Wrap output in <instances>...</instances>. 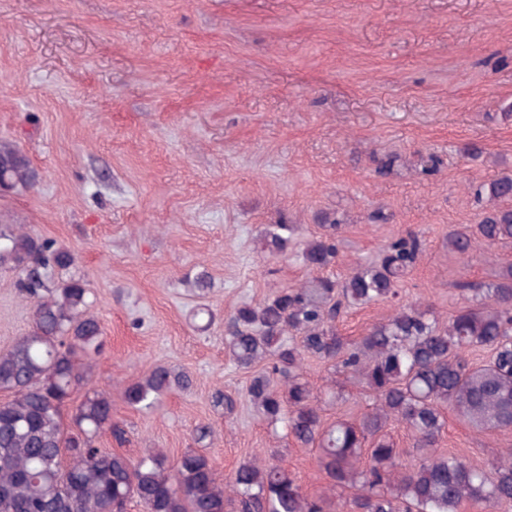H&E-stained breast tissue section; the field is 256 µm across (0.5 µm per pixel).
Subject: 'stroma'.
I'll return each instance as SVG.
<instances>
[{
    "instance_id": "1",
    "label": "stroma",
    "mask_w": 512,
    "mask_h": 512,
    "mask_svg": "<svg viewBox=\"0 0 512 512\" xmlns=\"http://www.w3.org/2000/svg\"><path fill=\"white\" fill-rule=\"evenodd\" d=\"M511 106L512 0H0V140L37 172L0 189V224L68 249L87 284L104 342L87 389L111 397L128 432L98 447L171 464L192 449L223 479L277 461L305 494H327L317 449L250 407L253 372L231 360L224 322L306 280L297 246L328 215L341 221L328 275L414 231L425 253L399 300L455 314L457 282L512 263V245L465 263L447 246L453 226L480 219L476 186L512 170ZM268 224L294 225L286 255L265 256ZM15 281L0 270V351L32 322ZM395 303L349 309L338 333L357 343ZM157 365L191 386L152 411L129 406L125 387ZM304 377L336 385L326 423L373 406L319 359ZM218 390L233 413L214 406ZM446 419L441 453L488 469L512 448V431ZM202 425L214 434L200 443Z\"/></svg>"
}]
</instances>
